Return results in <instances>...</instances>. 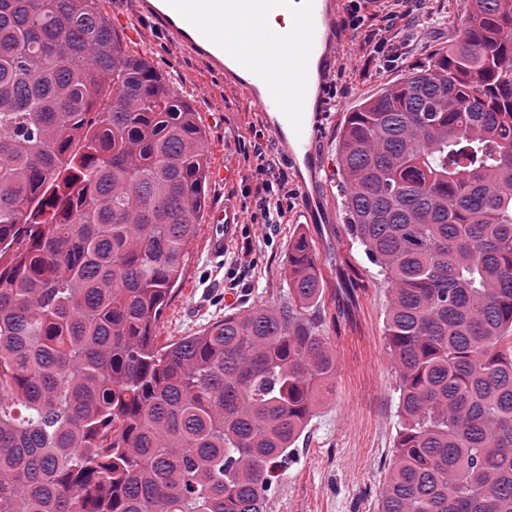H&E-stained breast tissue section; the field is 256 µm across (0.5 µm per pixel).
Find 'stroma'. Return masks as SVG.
Listing matches in <instances>:
<instances>
[{
	"mask_svg": "<svg viewBox=\"0 0 512 512\" xmlns=\"http://www.w3.org/2000/svg\"><path fill=\"white\" fill-rule=\"evenodd\" d=\"M142 0H101L99 8L135 54L148 57L167 84L190 101L207 132L209 165L222 164L234 181L209 183L208 206L233 197L243 214L255 208V181L240 149L274 145L256 107L225 87L224 76L201 56L183 51L160 24L143 12ZM467 0H419L408 27L392 46L391 62L369 61L366 47L381 26L369 18L345 29L344 77L328 98L333 110L315 149L328 162L337 159L340 131L348 112L368 95L421 66L433 50L457 37L467 16ZM334 221L303 224L299 201H292L282 223L240 224L229 250L208 251L207 226H199L182 275L163 311L159 343L193 335L212 320L257 304L288 297L287 256L293 237L305 234L323 283L319 301L306 313L336 356L333 391L296 444L282 470L267 512H377L379 493L395 450L400 418L395 376L384 336L387 285L363 247L346 231L344 192L330 177Z\"/></svg>",
	"mask_w": 512,
	"mask_h": 512,
	"instance_id": "1",
	"label": "stroma"
}]
</instances>
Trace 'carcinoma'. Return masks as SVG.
<instances>
[{"instance_id":"carcinoma-1","label":"carcinoma","mask_w":512,"mask_h":512,"mask_svg":"<svg viewBox=\"0 0 512 512\" xmlns=\"http://www.w3.org/2000/svg\"><path fill=\"white\" fill-rule=\"evenodd\" d=\"M100 0H0V512H265L336 357L288 301L165 345L207 206L193 106ZM341 130L348 234L388 285L401 427L377 512H512V0Z\"/></svg>"}]
</instances>
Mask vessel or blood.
<instances>
[{
	"instance_id": "vessel-or-blood-1",
	"label": "vessel or blood",
	"mask_w": 512,
	"mask_h": 512,
	"mask_svg": "<svg viewBox=\"0 0 512 512\" xmlns=\"http://www.w3.org/2000/svg\"><path fill=\"white\" fill-rule=\"evenodd\" d=\"M172 39L222 70L224 82L256 106L262 124L296 171L307 223L329 221L322 163L313 144L327 117V79L341 38L342 0H144ZM288 14L286 30L259 31L261 21ZM243 215L232 198L207 213L211 255L227 252Z\"/></svg>"
}]
</instances>
